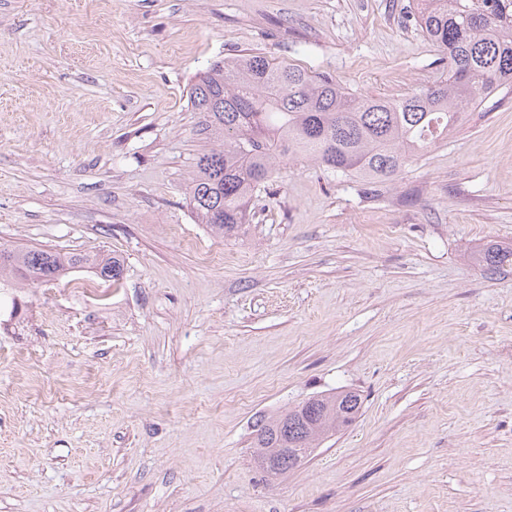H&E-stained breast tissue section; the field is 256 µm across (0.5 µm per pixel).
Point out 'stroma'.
Wrapping results in <instances>:
<instances>
[{
  "mask_svg": "<svg viewBox=\"0 0 512 512\" xmlns=\"http://www.w3.org/2000/svg\"><path fill=\"white\" fill-rule=\"evenodd\" d=\"M412 0H0V247L110 254L12 286L0 512H512V93L390 182L305 160L245 236L198 224L186 92L263 53L397 100L447 76ZM362 408L267 479L254 426ZM481 262L493 271L504 265H512V247L490 244L483 248Z\"/></svg>",
  "mask_w": 512,
  "mask_h": 512,
  "instance_id": "1",
  "label": "stroma"
}]
</instances>
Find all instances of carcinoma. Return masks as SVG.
Wrapping results in <instances>:
<instances>
[{"label": "carcinoma", "instance_id": "carcinoma-1", "mask_svg": "<svg viewBox=\"0 0 512 512\" xmlns=\"http://www.w3.org/2000/svg\"><path fill=\"white\" fill-rule=\"evenodd\" d=\"M414 17L446 54L448 78L397 101L349 93L265 54L236 55L198 74L189 100L198 134L214 146L198 156L189 184L197 223L224 238L245 235L254 195L269 187L277 163L296 156L367 184L392 181L448 139L478 97L512 87V0H415ZM481 262L490 271L512 265V247L491 244ZM86 266L107 280L122 275L112 256L0 249V279L53 280ZM361 405V395L345 389L307 399L286 419H263L255 454L315 448L348 427Z\"/></svg>", "mask_w": 512, "mask_h": 512}]
</instances>
